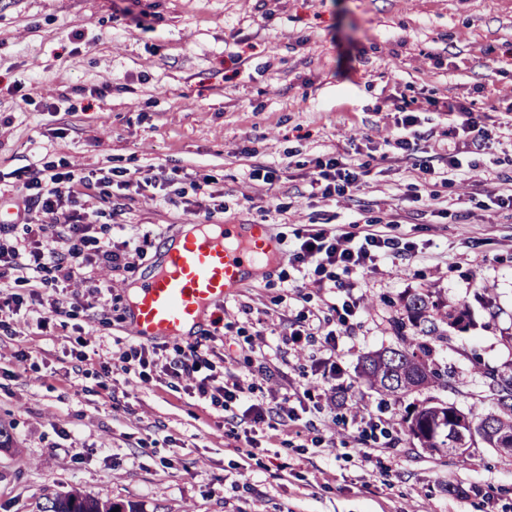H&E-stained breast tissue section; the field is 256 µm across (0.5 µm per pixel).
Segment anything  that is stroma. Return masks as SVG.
Segmentation results:
<instances>
[{
	"mask_svg": "<svg viewBox=\"0 0 512 512\" xmlns=\"http://www.w3.org/2000/svg\"><path fill=\"white\" fill-rule=\"evenodd\" d=\"M105 84L106 97L93 94ZM449 97L492 116L486 149L448 138L449 116L430 102ZM402 101L420 134L412 159L447 167L456 141L465 177L423 183L386 145ZM338 152L366 166L368 187L308 203L301 163ZM43 157L210 177L224 201L212 223L271 225L286 249L315 226L376 225L415 251L335 279L287 261L225 300L214 375L250 380L248 360L262 355L273 377L256 382L253 402L304 394L299 425H257L252 448L243 405L198 400L155 367L147 384L136 363L102 370L101 351L144 344L125 325L151 258L96 271V307L65 300L43 329L13 316L0 329V425L15 442L0 448V512H38L71 490L145 512H512V458L481 443L464 466L420 447L402 422L425 400L491 409L478 364L512 368V210L483 186L512 177V0H0V183ZM261 164L277 169L273 186L250 180ZM89 205L103 239L146 232L156 244L191 219L177 194ZM422 291L469 311L467 330L437 345L456 381L381 400L359 360L396 346L400 299ZM298 316L316 333L301 348L283 342ZM79 348L87 359L75 371ZM331 356L329 385L318 364Z\"/></svg>",
	"mask_w": 512,
	"mask_h": 512,
	"instance_id": "stroma-1",
	"label": "stroma"
}]
</instances>
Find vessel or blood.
I'll list each match as a JSON object with an SVG mask.
<instances>
[{"mask_svg":"<svg viewBox=\"0 0 512 512\" xmlns=\"http://www.w3.org/2000/svg\"><path fill=\"white\" fill-rule=\"evenodd\" d=\"M283 258L270 225L194 222L157 247L128 310L127 331L144 340L190 336L211 308L265 281Z\"/></svg>","mask_w":512,"mask_h":512,"instance_id":"1","label":"vessel or blood"}]
</instances>
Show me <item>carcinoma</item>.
I'll return each instance as SVG.
<instances>
[{
  "label": "carcinoma",
  "mask_w": 512,
  "mask_h": 512,
  "mask_svg": "<svg viewBox=\"0 0 512 512\" xmlns=\"http://www.w3.org/2000/svg\"><path fill=\"white\" fill-rule=\"evenodd\" d=\"M407 320L395 323L399 346L363 359L361 374L365 381L384 396H407L426 386L448 387L452 374L433 360L435 346L447 338L442 326L462 328L466 311L433 299L429 293L404 296ZM489 398L495 404L492 412L464 413L452 405L415 406L403 417L408 432L424 448H436L454 455L466 465L470 449L480 432L471 425L492 420V430L512 445V372L489 369ZM145 512L142 506H127L112 501L67 493L48 499L39 512Z\"/></svg>",
  "instance_id": "carcinoma-1"
}]
</instances>
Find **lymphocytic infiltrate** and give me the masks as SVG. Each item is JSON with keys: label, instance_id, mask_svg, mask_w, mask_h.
<instances>
[{"label": "lymphocytic infiltrate", "instance_id": "obj_1", "mask_svg": "<svg viewBox=\"0 0 512 512\" xmlns=\"http://www.w3.org/2000/svg\"><path fill=\"white\" fill-rule=\"evenodd\" d=\"M364 175L361 165L344 157L316 159L307 176V198L327 200L360 190ZM14 178L15 221L0 225V328L5 325V317L16 314L23 304L22 297L9 291L5 275H14L22 282L79 283L94 299L101 292L94 270L105 267L113 272L125 271L144 256L143 244L128 240L115 243L97 237L98 213L87 208L85 190L98 189L101 199L108 200L112 195L124 196L146 185L163 191L180 182L182 176L174 168L140 180H117L108 172L87 171L41 159L15 170ZM395 248L393 241L375 234L357 241L350 235L311 229L298 235L291 260L301 266H328L347 275L356 270L376 269L380 258L390 255ZM215 339V334L206 333L204 340L187 344L174 357L165 355L162 345L145 347L139 353V363L144 367L162 366L171 377L189 381L198 398L219 395L228 403H244V414L254 423L265 422L274 415L284 423L299 421L296 407L281 405L271 411L252 403L249 389L234 373H225L220 380L202 375L206 355Z\"/></svg>", "mask_w": 512, "mask_h": 512}]
</instances>
